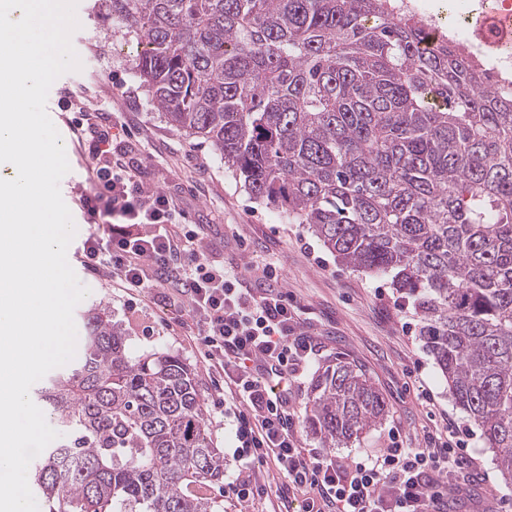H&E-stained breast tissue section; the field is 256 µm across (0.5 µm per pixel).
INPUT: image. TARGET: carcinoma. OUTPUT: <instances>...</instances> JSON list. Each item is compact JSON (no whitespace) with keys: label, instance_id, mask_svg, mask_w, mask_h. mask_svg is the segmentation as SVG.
I'll list each match as a JSON object with an SVG mask.
<instances>
[{"label":"carcinoma","instance_id":"1","mask_svg":"<svg viewBox=\"0 0 512 512\" xmlns=\"http://www.w3.org/2000/svg\"><path fill=\"white\" fill-rule=\"evenodd\" d=\"M133 74L178 131L208 141L254 199L352 268L393 274L425 320L455 404L512 484V94L390 0H109ZM37 401L71 439L43 450L47 512H221L224 482L193 369L132 358L104 307ZM322 447L388 412L338 361L312 384Z\"/></svg>","mask_w":512,"mask_h":512}]
</instances>
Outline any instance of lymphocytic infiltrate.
I'll return each instance as SVG.
<instances>
[{
	"instance_id": "lymphocytic-infiltrate-1",
	"label": "lymphocytic infiltrate",
	"mask_w": 512,
	"mask_h": 512,
	"mask_svg": "<svg viewBox=\"0 0 512 512\" xmlns=\"http://www.w3.org/2000/svg\"><path fill=\"white\" fill-rule=\"evenodd\" d=\"M83 119L94 183L79 202L105 229L89 234L80 260L127 293L177 290L190 340L208 370L223 377L220 396L236 421L245 466L228 493L252 503L266 494L274 469L289 490H306L303 512H448L450 500L468 496L471 458L443 432L414 445L394 435L362 457L302 447L296 399L323 344L275 267L213 259L202 237L180 224L176 197L123 161L111 112L102 107Z\"/></svg>"
}]
</instances>
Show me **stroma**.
Listing matches in <instances>:
<instances>
[{"label": "stroma", "instance_id": "stroma-1", "mask_svg": "<svg viewBox=\"0 0 512 512\" xmlns=\"http://www.w3.org/2000/svg\"><path fill=\"white\" fill-rule=\"evenodd\" d=\"M77 18L80 27L71 42L82 68L61 75L47 99V112L61 135L69 164L60 182L76 228L67 260L90 290L74 310L76 327H83L86 311L104 304L113 322L121 325L131 357L169 353L189 364L206 402L211 436L224 451L225 482L236 478L234 419L223 414L218 403L217 376L206 372L186 330L178 325L179 305L157 293L128 298L105 277L87 271L76 257L90 231L78 199L92 184L87 152L69 124L73 113L66 101L70 98L88 109L109 103L121 125L116 137L127 163L141 166L150 184L183 202L186 223L204 236L213 256L272 264L303 307L305 318L322 332L323 352L302 378L298 418H305L310 409L315 374L339 358L360 367L383 393L387 417L360 441L335 448V455L374 453L385 447L392 430L412 443L449 425L473 458L479 477L469 498L451 503L448 512H472L475 502L486 499L512 503V488L504 485L480 431L456 407L423 337L406 334L394 311L379 299L378 289L395 291L390 276L338 263L306 225L288 223L273 206L252 199L203 139L185 136L167 124L132 74L135 35L113 21L102 0H79ZM239 241L244 244L240 250L235 247Z\"/></svg>", "mask_w": 512, "mask_h": 512}]
</instances>
